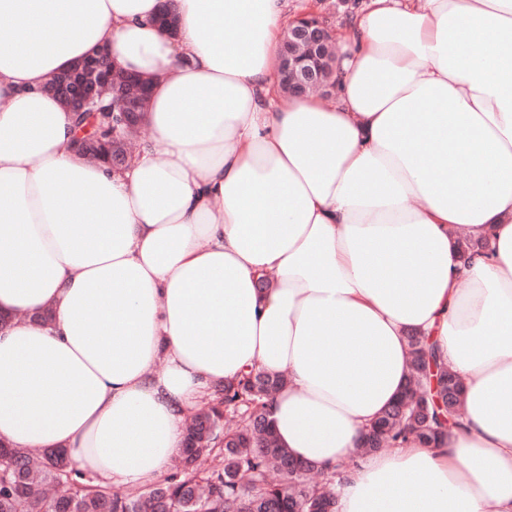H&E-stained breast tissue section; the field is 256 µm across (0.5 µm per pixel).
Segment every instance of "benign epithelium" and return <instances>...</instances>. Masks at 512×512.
Returning <instances> with one entry per match:
<instances>
[{"mask_svg":"<svg viewBox=\"0 0 512 512\" xmlns=\"http://www.w3.org/2000/svg\"><path fill=\"white\" fill-rule=\"evenodd\" d=\"M288 39L302 45L298 55L280 57L279 69L290 72L294 78L288 80V94L303 97L316 89L322 69L329 62L330 45L334 43V32L323 16L315 11H303L288 25ZM119 66L112 60L109 50L103 49L95 55L78 61L69 70L57 75L50 83L52 91L58 93L72 112H92L103 93L112 90ZM138 100L133 93H120L111 112L112 127L128 128L138 122ZM91 142L77 139L73 150L93 161H102L120 169L128 157L109 155L101 157L89 153Z\"/></svg>","mask_w":512,"mask_h":512,"instance_id":"obj_1","label":"benign epithelium"}]
</instances>
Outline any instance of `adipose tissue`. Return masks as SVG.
<instances>
[{
  "mask_svg": "<svg viewBox=\"0 0 512 512\" xmlns=\"http://www.w3.org/2000/svg\"><path fill=\"white\" fill-rule=\"evenodd\" d=\"M160 2L0 0V439L153 484L256 368L280 445L345 464L338 512H512V0H361L328 100L280 89L288 0H176L173 34ZM105 46L153 80L120 170L48 90ZM412 333L461 423L359 456Z\"/></svg>",
  "mask_w": 512,
  "mask_h": 512,
  "instance_id": "adipose-tissue-1",
  "label": "adipose tissue"
}]
</instances>
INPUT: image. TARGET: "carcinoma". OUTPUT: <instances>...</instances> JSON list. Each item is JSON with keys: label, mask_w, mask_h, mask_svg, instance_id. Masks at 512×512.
<instances>
[{"label": "carcinoma", "mask_w": 512, "mask_h": 512, "mask_svg": "<svg viewBox=\"0 0 512 512\" xmlns=\"http://www.w3.org/2000/svg\"><path fill=\"white\" fill-rule=\"evenodd\" d=\"M105 117L85 112L74 118L75 127L91 129L112 153L124 152L133 133L112 135ZM408 348L415 390H406L371 426L392 448L434 441L447 430L448 418L460 416V383L438 352L418 335L408 337ZM432 367L452 381L444 406L434 400ZM284 383L282 376L252 369L217 387L187 426L180 467L135 495L93 484L59 451L34 456L0 441V512H336L342 468L310 481L275 437L269 400Z\"/></svg>", "instance_id": "obj_1"}]
</instances>
